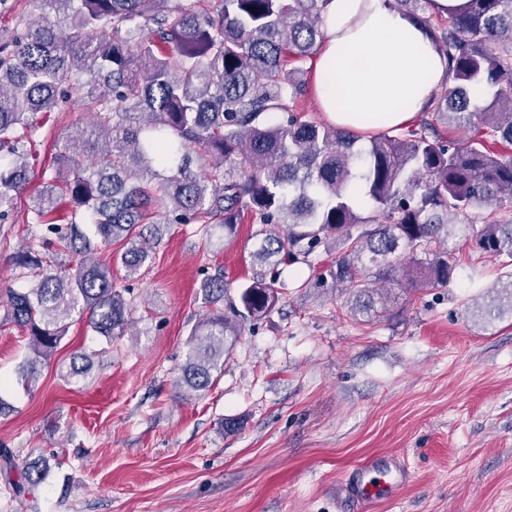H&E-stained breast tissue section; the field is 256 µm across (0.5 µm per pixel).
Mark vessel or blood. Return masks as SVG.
<instances>
[{
  "label": "vessel or blood",
  "instance_id": "b4317fda",
  "mask_svg": "<svg viewBox=\"0 0 512 512\" xmlns=\"http://www.w3.org/2000/svg\"><path fill=\"white\" fill-rule=\"evenodd\" d=\"M405 463L392 458L379 463L368 460L355 466L343 479L346 498L363 505H375L394 498L410 480Z\"/></svg>",
  "mask_w": 512,
  "mask_h": 512
}]
</instances>
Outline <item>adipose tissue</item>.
I'll list each match as a JSON object with an SVG mask.
<instances>
[{
    "label": "adipose tissue",
    "mask_w": 512,
    "mask_h": 512,
    "mask_svg": "<svg viewBox=\"0 0 512 512\" xmlns=\"http://www.w3.org/2000/svg\"><path fill=\"white\" fill-rule=\"evenodd\" d=\"M325 38L311 61L325 119L358 134L400 128L448 77L428 32L387 0H328Z\"/></svg>",
    "instance_id": "obj_1"
}]
</instances>
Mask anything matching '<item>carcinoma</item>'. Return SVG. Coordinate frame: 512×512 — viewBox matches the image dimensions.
<instances>
[{
  "instance_id": "1",
  "label": "carcinoma",
  "mask_w": 512,
  "mask_h": 512,
  "mask_svg": "<svg viewBox=\"0 0 512 512\" xmlns=\"http://www.w3.org/2000/svg\"><path fill=\"white\" fill-rule=\"evenodd\" d=\"M51 11L0 37V220L13 211L28 179L33 117L52 112L75 88L93 114L95 141L80 135L55 156L57 175L31 208L28 223L44 252H18V268L38 271L30 288L10 291L5 320L24 328L34 358L53 353L73 318L112 343L131 326L134 300L112 281V267L92 259L118 243L125 279H135L172 224H199L231 239L244 219L260 225L250 254L262 270L240 285V305L222 307L221 273L199 292L208 313L191 329L181 382L208 390L246 325L277 301L282 264H330L304 288L338 290L351 310L378 316L394 301L379 282L433 287L451 279L453 244L464 239L483 255L512 265V0H466L450 17L431 0H392L420 21L448 61L449 83L427 117L359 146V135L303 118L294 109L303 83L287 70L324 40L328 0H46ZM151 22L150 27L140 20ZM491 90L471 110L470 91ZM288 114L286 123L268 120ZM484 120L462 141L459 130ZM79 143L89 162L71 151ZM362 186L372 202L362 216L350 194ZM481 227H475L477 220ZM82 254L73 274L62 257ZM489 296L486 313L512 312V273ZM50 466L25 463L31 485Z\"/></svg>"
}]
</instances>
